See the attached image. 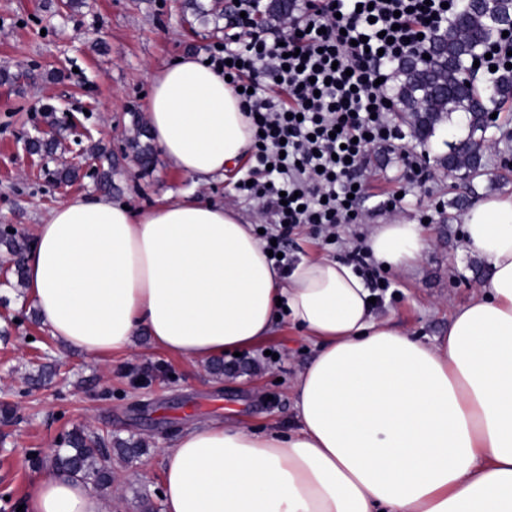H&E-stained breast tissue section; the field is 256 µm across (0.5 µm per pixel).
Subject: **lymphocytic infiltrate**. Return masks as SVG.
<instances>
[{
	"instance_id": "f902f5d3",
	"label": "lymphocytic infiltrate",
	"mask_w": 512,
	"mask_h": 512,
	"mask_svg": "<svg viewBox=\"0 0 512 512\" xmlns=\"http://www.w3.org/2000/svg\"><path fill=\"white\" fill-rule=\"evenodd\" d=\"M459 0H303L298 34L265 27L264 0L231 5L233 33L211 48L241 91L256 131L255 165L237 188L274 218L265 241L287 267L288 238L311 225L326 244L362 223L372 148L395 139L388 118L395 64L423 52Z\"/></svg>"
}]
</instances>
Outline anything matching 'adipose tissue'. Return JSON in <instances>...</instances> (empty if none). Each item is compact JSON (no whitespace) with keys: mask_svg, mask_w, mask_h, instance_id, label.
<instances>
[{"mask_svg":"<svg viewBox=\"0 0 512 512\" xmlns=\"http://www.w3.org/2000/svg\"><path fill=\"white\" fill-rule=\"evenodd\" d=\"M147 119L167 163L201 182L253 145L223 73L190 53L153 75ZM463 232L490 275L435 345L377 318L351 264L311 254L277 269L253 222L191 192L143 209L59 203L36 228L26 281L50 335L94 358L144 333L201 367L283 320L314 342L294 384L298 429L191 425L165 454L164 512H512V195L474 203ZM367 245L398 271L426 240L420 225L382 224ZM25 510L105 512L61 475L36 483Z\"/></svg>","mask_w":512,"mask_h":512,"instance_id":"1","label":"adipose tissue"}]
</instances>
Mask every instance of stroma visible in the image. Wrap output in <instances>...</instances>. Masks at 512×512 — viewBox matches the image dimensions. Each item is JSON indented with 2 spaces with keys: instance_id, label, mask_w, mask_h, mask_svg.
Listing matches in <instances>:
<instances>
[{
  "instance_id": "1",
  "label": "stroma",
  "mask_w": 512,
  "mask_h": 512,
  "mask_svg": "<svg viewBox=\"0 0 512 512\" xmlns=\"http://www.w3.org/2000/svg\"><path fill=\"white\" fill-rule=\"evenodd\" d=\"M213 0H0V231L33 238L59 203L96 194L100 163L90 152L102 143L112 152L111 197L137 208L167 194L195 191L224 200L244 216L254 204L235 188L249 168L240 161L225 178L209 183L179 173L154 153L142 167L129 145L146 126L147 100L156 69L182 53L207 56L224 38L227 17H214ZM53 116H46V106ZM57 141L59 165L77 167V182L55 183L39 154L25 153L28 139ZM453 132L429 145L406 137L400 145L371 150L363 223L341 227L343 238L366 235L380 224H422L428 247L422 259L391 273L393 292L376 305L378 317L435 343L447 337L453 311L467 303L486 278V266L466 251L462 224L472 202L468 191L450 190L436 163L428 182L409 181L402 146L417 154L446 152ZM407 195L389 209L399 189ZM428 223H421L422 214ZM0 246V405L15 414L0 421V512H17L48 475L47 460L60 441L80 428L113 439L145 440L132 461L115 459L105 512H141L140 497L161 504L164 451L187 425L204 419L287 433L298 428L291 384L314 355L294 328L268 341L225 353L234 376L217 378L183 358L153 348L140 335L129 354L103 359L60 348L50 336L27 289L16 287Z\"/></svg>"
}]
</instances>
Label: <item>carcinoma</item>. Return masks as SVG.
Instances as JSON below:
<instances>
[{"label": "carcinoma", "mask_w": 512, "mask_h": 512, "mask_svg": "<svg viewBox=\"0 0 512 512\" xmlns=\"http://www.w3.org/2000/svg\"><path fill=\"white\" fill-rule=\"evenodd\" d=\"M510 15L512 0H461L456 16L433 36L430 60L417 62L407 56L396 65L391 92L395 111L418 113L420 125L413 132L417 140L429 141L453 124L456 114L464 119L465 133L446 142L448 153L438 158L450 180L462 174L483 176L487 115L512 103V69L492 74L482 87L468 75L470 60L497 39L501 22ZM0 244L13 261L16 285H23L28 240L5 232ZM145 451L141 440L114 444L100 433L82 429L67 434L48 463L63 475L106 487L112 480V454L130 460Z\"/></svg>", "instance_id": "cac0c4a2"}]
</instances>
